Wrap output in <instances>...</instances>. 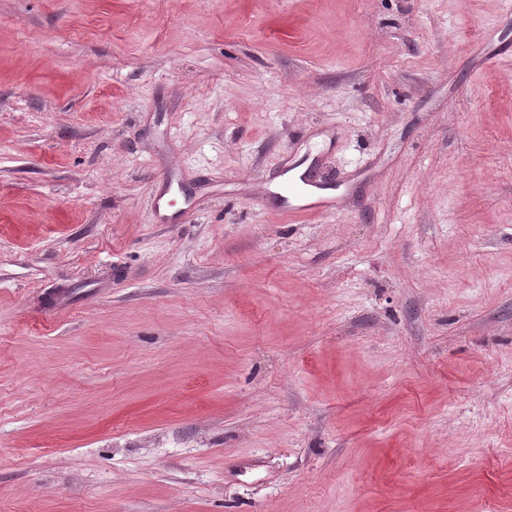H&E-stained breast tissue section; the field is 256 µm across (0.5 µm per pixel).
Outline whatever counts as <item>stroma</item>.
<instances>
[{"instance_id": "1", "label": "stroma", "mask_w": 512, "mask_h": 512, "mask_svg": "<svg viewBox=\"0 0 512 512\" xmlns=\"http://www.w3.org/2000/svg\"><path fill=\"white\" fill-rule=\"evenodd\" d=\"M0 512H512V0H0Z\"/></svg>"}]
</instances>
